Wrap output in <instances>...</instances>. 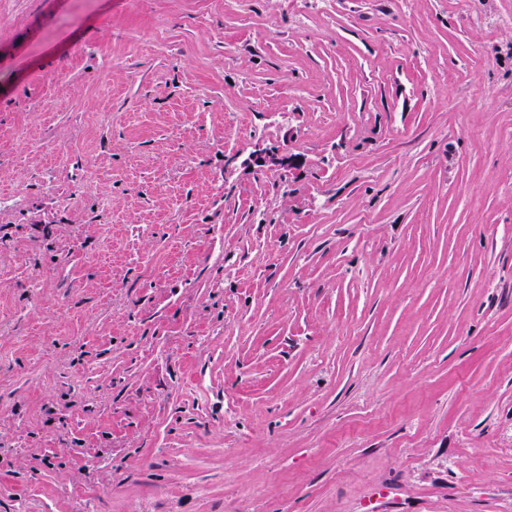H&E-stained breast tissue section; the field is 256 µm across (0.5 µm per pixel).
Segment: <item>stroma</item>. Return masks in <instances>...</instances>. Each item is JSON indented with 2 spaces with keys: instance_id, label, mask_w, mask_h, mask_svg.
Masks as SVG:
<instances>
[{
  "instance_id": "stroma-1",
  "label": "stroma",
  "mask_w": 512,
  "mask_h": 512,
  "mask_svg": "<svg viewBox=\"0 0 512 512\" xmlns=\"http://www.w3.org/2000/svg\"><path fill=\"white\" fill-rule=\"evenodd\" d=\"M0 512H512V0H0Z\"/></svg>"
}]
</instances>
